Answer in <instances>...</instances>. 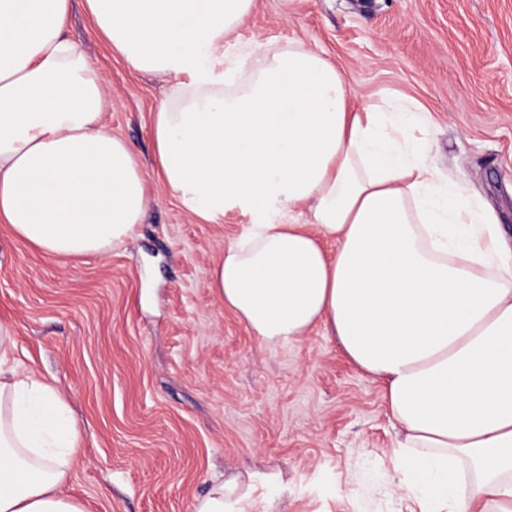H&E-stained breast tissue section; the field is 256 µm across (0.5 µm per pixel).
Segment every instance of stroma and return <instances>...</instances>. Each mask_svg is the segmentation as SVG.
<instances>
[{"mask_svg": "<svg viewBox=\"0 0 512 512\" xmlns=\"http://www.w3.org/2000/svg\"><path fill=\"white\" fill-rule=\"evenodd\" d=\"M68 33L151 201L134 237L100 255L50 258L0 224L10 363L53 386L82 430L65 492L83 512H194L213 477L242 474L243 512H408L381 383L325 327L261 343L211 288L249 219L197 223L158 177L149 125L170 78L112 53L84 0ZM243 44L316 50L356 94L430 112L440 174L475 189L512 241V0H257L225 55Z\"/></svg>", "mask_w": 512, "mask_h": 512, "instance_id": "obj_1", "label": "stroma"}]
</instances>
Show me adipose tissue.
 Masks as SVG:
<instances>
[{
    "label": "adipose tissue",
    "mask_w": 512,
    "mask_h": 512,
    "mask_svg": "<svg viewBox=\"0 0 512 512\" xmlns=\"http://www.w3.org/2000/svg\"><path fill=\"white\" fill-rule=\"evenodd\" d=\"M85 2L110 49L173 80L152 138L183 208L249 218L212 270L225 307L268 345L328 325L383 382L418 512H512V248L491 209L441 181L427 112L355 94L300 45L225 64L257 0ZM70 7L0 0V222L51 257L122 246L150 203L66 33ZM12 345L0 323V512H82L62 490L80 430L51 385L10 365ZM249 492L221 480L194 512H240Z\"/></svg>",
    "instance_id": "1"
}]
</instances>
